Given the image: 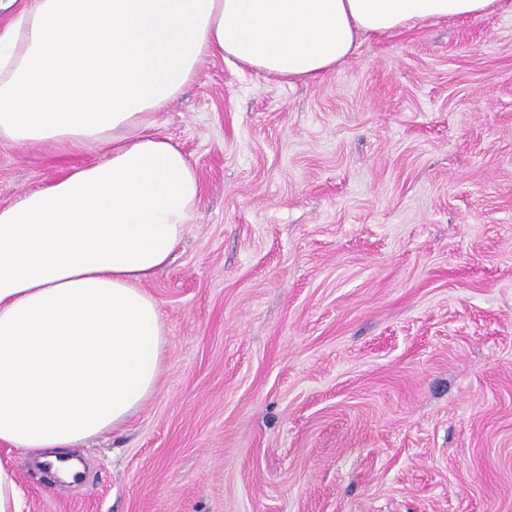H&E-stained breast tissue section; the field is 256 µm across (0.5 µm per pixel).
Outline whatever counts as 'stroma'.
I'll return each mask as SVG.
<instances>
[{"instance_id":"obj_1","label":"stroma","mask_w":512,"mask_h":512,"mask_svg":"<svg viewBox=\"0 0 512 512\" xmlns=\"http://www.w3.org/2000/svg\"><path fill=\"white\" fill-rule=\"evenodd\" d=\"M202 195L155 392L23 512H512V0L157 114ZM99 152L0 142V205Z\"/></svg>"}]
</instances>
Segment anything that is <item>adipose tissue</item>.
<instances>
[{
  "label": "adipose tissue",
  "mask_w": 512,
  "mask_h": 512,
  "mask_svg": "<svg viewBox=\"0 0 512 512\" xmlns=\"http://www.w3.org/2000/svg\"><path fill=\"white\" fill-rule=\"evenodd\" d=\"M499 0H26L0 28V140L98 161L0 206V442L52 463L155 391L165 345L144 289L201 197L154 117L211 57L312 80L366 34L480 17Z\"/></svg>",
  "instance_id": "adipose-tissue-1"
}]
</instances>
